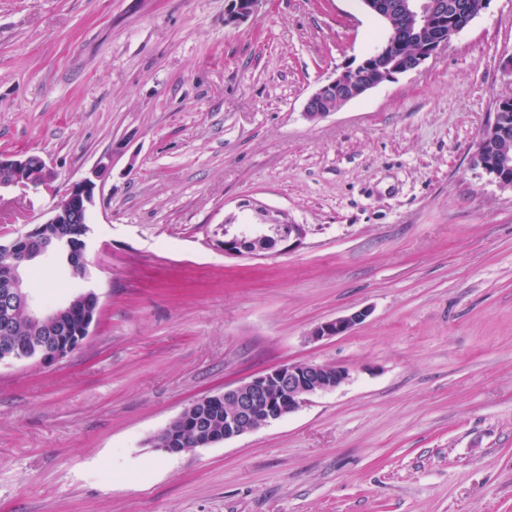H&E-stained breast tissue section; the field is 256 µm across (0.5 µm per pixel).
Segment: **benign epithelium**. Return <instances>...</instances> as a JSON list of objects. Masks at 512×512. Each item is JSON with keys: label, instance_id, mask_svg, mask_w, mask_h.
I'll return each mask as SVG.
<instances>
[{"label": "benign epithelium", "instance_id": "1", "mask_svg": "<svg viewBox=\"0 0 512 512\" xmlns=\"http://www.w3.org/2000/svg\"><path fill=\"white\" fill-rule=\"evenodd\" d=\"M262 0H227L224 25L238 26L246 22L258 10ZM365 9L382 20L386 26L385 40L364 57L356 66H349L336 77L318 87L305 103V116L318 121L341 105L362 97L379 84L396 79L400 74L413 70L426 59L446 47L472 17L455 16L448 20L447 0H394L383 4L381 0H362ZM409 19L406 27L397 24L399 18ZM409 42L414 45L407 63L393 61L391 48L396 43ZM508 109L505 99L496 101L494 120L486 127L483 140H492L507 135L503 125V111ZM472 166L483 170L503 189H512V153L504 151L487 156L482 150L474 152ZM107 170L103 163L92 168L82 179L69 185L56 199L47 217L33 225L25 234L0 243V250L18 254V260L0 289V325L7 328L17 307L25 309L33 323L40 326L58 323L66 317L78 315L82 329L75 334L52 333V339L44 344L16 341L0 346L2 361H37L50 366L82 345L91 334L96 320L99 295L92 266L87 259L89 233L81 238L66 241L61 245L54 239L42 242L40 251L33 255L24 242L39 235L47 224L89 223L91 209L95 204L98 182ZM57 174L41 157L28 152H0V190L19 188L34 191H55ZM270 227L275 236L266 234H224V254L261 257L278 245L287 248L300 243L307 235L306 225L291 224L276 219ZM65 247L66 265L78 273L84 281L79 300L67 301L55 308L45 310L37 305L30 295L24 280V269L35 257L54 259L60 247ZM367 311L359 310L336 320L324 322L312 331V337L346 334L361 324ZM349 377L348 369L342 366L299 362L281 365L268 372L255 375L245 381L224 387L218 394L205 395L190 403L182 411L185 417L197 415L219 404H224V439L237 437L256 430L302 407L309 396L331 391Z\"/></svg>", "mask_w": 512, "mask_h": 512}]
</instances>
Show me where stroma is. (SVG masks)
Listing matches in <instances>:
<instances>
[{
	"label": "stroma",
	"instance_id": "35a3bbf8",
	"mask_svg": "<svg viewBox=\"0 0 512 512\" xmlns=\"http://www.w3.org/2000/svg\"><path fill=\"white\" fill-rule=\"evenodd\" d=\"M0 0V151L90 214L99 311L50 367L0 362V512H512V190L471 164L512 97V0L324 119L307 98L386 30L361 0ZM53 205L6 191L0 235ZM306 225L224 252L225 224ZM41 307L80 282L25 271ZM342 336L319 324L358 310ZM346 367L297 411L169 455L193 400L274 367ZM224 23L228 26H238L246 22L258 10L262 0H226ZM272 224H264L274 230L275 237L266 234H228L224 230V252L226 255L261 257L275 249L276 245H285L281 250L299 244L307 235L306 225L291 224L269 219Z\"/></svg>",
	"mask_w": 512,
	"mask_h": 512
}]
</instances>
